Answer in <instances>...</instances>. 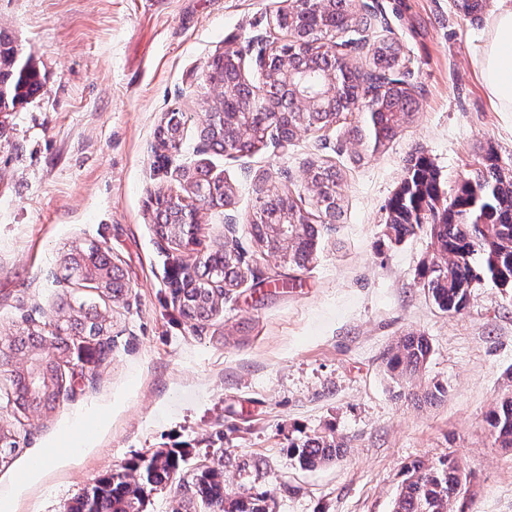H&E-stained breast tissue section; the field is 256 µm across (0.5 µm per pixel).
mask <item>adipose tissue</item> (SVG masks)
Returning a JSON list of instances; mask_svg holds the SVG:
<instances>
[{
  "label": "adipose tissue",
  "instance_id": "obj_1",
  "mask_svg": "<svg viewBox=\"0 0 512 512\" xmlns=\"http://www.w3.org/2000/svg\"><path fill=\"white\" fill-rule=\"evenodd\" d=\"M483 85L501 111L512 112V5L497 0L480 56Z\"/></svg>",
  "mask_w": 512,
  "mask_h": 512
}]
</instances>
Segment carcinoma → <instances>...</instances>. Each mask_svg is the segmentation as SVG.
Masks as SVG:
<instances>
[{"label": "carcinoma", "mask_w": 512, "mask_h": 512, "mask_svg": "<svg viewBox=\"0 0 512 512\" xmlns=\"http://www.w3.org/2000/svg\"><path fill=\"white\" fill-rule=\"evenodd\" d=\"M346 12L331 10L327 19L335 30L351 25L359 12L358 0H349ZM300 32L308 36L303 50L288 46V62L301 61L308 70L297 78L301 90L326 94L322 74L313 68L321 58L319 41L324 32L299 21ZM400 48L393 41H382L373 48V63L379 69L399 66ZM341 74L336 88V111H363L373 127L375 143L391 139L410 116L406 104L409 91L399 79L361 82L357 67L344 58H336ZM224 79L227 95L225 135L236 136L235 97L244 73L233 65L218 72ZM39 72L30 61L21 60L10 41L0 37V112H10L41 89ZM484 171L476 179L464 182L440 204L441 190L433 164L424 156L415 157L408 167L399 191L389 205L387 236L396 241L415 233L421 225L431 223L430 237L434 253L424 266V287L433 303L442 311L460 313L468 305L471 288L476 282L489 280L512 288V176L500 171L497 157L490 154ZM337 173L318 165L313 170L312 185L324 211L340 209L336 195ZM215 196H199L203 206L229 203L231 190L224 183L215 185ZM161 237L177 245L188 244L186 225L161 224ZM255 242L267 253L280 257L290 267L303 269L317 249L318 230L310 224L309 213L281 192V196L264 205L260 223L251 225ZM66 278L75 277L90 284L101 295L115 292L119 279L114 267L95 261L92 249L73 248L64 258ZM207 280L183 290L182 313L188 318L207 317L224 299V290L239 285L252 272L236 246L211 251L204 256ZM61 321L43 333L52 352L32 357L31 347L23 338L9 346L12 361L18 364L13 373L14 402L20 408L35 406L55 409L61 392L60 361L68 357V336L98 340L106 335L110 322L106 310L97 309L91 298H70L59 306ZM431 355L427 337L409 332L399 337L389 349L388 367L393 378L411 384L426 367ZM486 422L498 448H512V394L499 398L486 415ZM18 447L13 434L0 428V462H6ZM347 448L344 439L320 436L292 450L302 468H314L338 460ZM180 469V458L170 451H157L130 468V472L111 474L85 489L68 512H145L147 493L167 484ZM466 473L454 458L436 463L416 462L407 468L406 477L397 490L392 512H466L464 488ZM190 499L205 512H273L265 496H232L224 488V473L219 467L199 471L188 485Z\"/></svg>", "instance_id": "obj_1"}]
</instances>
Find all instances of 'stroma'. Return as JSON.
I'll return each instance as SVG.
<instances>
[{
	"instance_id": "obj_1",
	"label": "stroma",
	"mask_w": 512,
	"mask_h": 512,
	"mask_svg": "<svg viewBox=\"0 0 512 512\" xmlns=\"http://www.w3.org/2000/svg\"><path fill=\"white\" fill-rule=\"evenodd\" d=\"M283 0H0V35L31 59L43 89L0 112V427L19 447L0 465V512H66L86 488L169 450L183 458L174 484L152 491L147 512H185L184 487L222 465L234 496L264 494L274 512H391L412 462L455 457L472 473L468 512H512V451L485 422L512 392V288L475 284L459 314L423 288L428 230L385 235L388 203L422 154L452 192L494 154L512 176V112L485 91L480 50L492 0L473 12L457 0H361V24L337 34L336 53L362 71L371 49L396 42L415 106L389 142L356 139L361 112L304 132L288 146L274 134L246 152L204 149L200 130L216 105L206 82L231 46L254 85L255 59L279 38ZM185 115L177 151L157 152L168 112ZM338 174L341 211L324 221L311 191L317 165ZM208 171L234 190L231 204L196 213L195 248L157 232L151 199L180 190L181 171ZM288 190L318 224L315 259L295 270L250 235L260 189ZM234 238L253 274L225 292L206 320L184 317L188 268ZM95 246L118 267L122 298L107 299V352L75 337L61 365L54 411L13 403L11 360L20 332L47 330L73 246ZM432 353L406 399L388 371L405 333ZM348 444L342 460L300 468L291 451L317 436ZM49 462L25 479L24 470Z\"/></svg>"
}]
</instances>
